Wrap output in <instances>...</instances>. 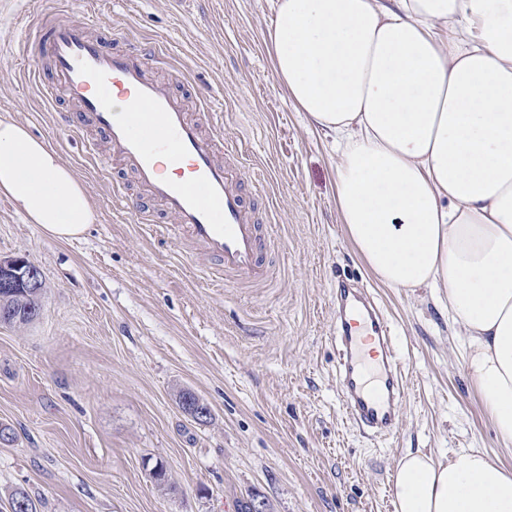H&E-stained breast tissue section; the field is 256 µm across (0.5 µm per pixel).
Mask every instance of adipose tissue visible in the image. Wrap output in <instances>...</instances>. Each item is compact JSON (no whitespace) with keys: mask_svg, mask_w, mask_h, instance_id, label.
<instances>
[{"mask_svg":"<svg viewBox=\"0 0 512 512\" xmlns=\"http://www.w3.org/2000/svg\"><path fill=\"white\" fill-rule=\"evenodd\" d=\"M280 83L336 141L346 235L384 285L430 290L512 447V0H276ZM0 195L49 237L96 212L58 153L0 120ZM396 512H512V468L479 448L406 454Z\"/></svg>","mask_w":512,"mask_h":512,"instance_id":"1","label":"adipose tissue"}]
</instances>
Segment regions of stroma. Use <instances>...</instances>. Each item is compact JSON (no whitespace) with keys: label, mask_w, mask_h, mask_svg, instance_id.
Listing matches in <instances>:
<instances>
[{"label":"stroma","mask_w":512,"mask_h":512,"mask_svg":"<svg viewBox=\"0 0 512 512\" xmlns=\"http://www.w3.org/2000/svg\"><path fill=\"white\" fill-rule=\"evenodd\" d=\"M275 0H0V120L45 139L85 185L97 220L61 241L0 196V258L22 256L45 280L40 318L0 325V512L25 490L37 512H239L252 492L272 512H395L391 478L422 451L444 461L482 448L512 467L485 418L457 326L430 293L380 284L345 234L332 139L308 125L273 68ZM60 11L123 50L149 41L169 57L153 77L192 115L209 109L266 193L257 217L275 240L271 281L239 288L200 276L181 242L156 239L121 186L145 192L120 162L95 166L94 128L56 123L33 63L4 53L23 26ZM368 289L398 339L409 386L395 436L362 433L336 383V288ZM194 391L208 422L186 415ZM163 463L168 487L150 472Z\"/></svg>","instance_id":"stroma-1"}]
</instances>
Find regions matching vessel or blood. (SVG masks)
I'll return each mask as SVG.
<instances>
[{
    "label": "vessel or blood",
    "instance_id": "vessel-or-blood-1",
    "mask_svg": "<svg viewBox=\"0 0 512 512\" xmlns=\"http://www.w3.org/2000/svg\"><path fill=\"white\" fill-rule=\"evenodd\" d=\"M9 51L45 58L52 83L44 97L64 94L77 107L80 126L103 134L101 165L120 161L137 176L147 196L170 216L156 225L200 246L213 260L212 276L239 285L262 283L273 274L255 207L238 176L240 153L220 129L204 134L181 97L149 74L159 53L135 43L124 51L90 35L86 26L51 19L30 28ZM336 380L347 417L375 437L394 435L403 414L407 376L394 329L367 289L336 293Z\"/></svg>",
    "mask_w": 512,
    "mask_h": 512
}]
</instances>
